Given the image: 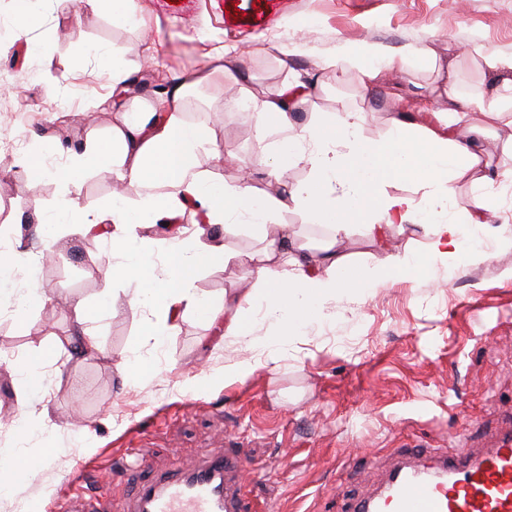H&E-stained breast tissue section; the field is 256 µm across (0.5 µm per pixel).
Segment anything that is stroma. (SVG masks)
<instances>
[{"mask_svg":"<svg viewBox=\"0 0 512 512\" xmlns=\"http://www.w3.org/2000/svg\"><path fill=\"white\" fill-rule=\"evenodd\" d=\"M145 26L112 18L96 0H75L72 11L38 0V20L18 38L12 0H0V137L18 111L28 113L27 153H53L71 161L106 138L116 121L103 53L119 57L129 79L143 82L136 102L155 100L156 78L177 83L208 65L218 47L235 48L225 74L214 75L199 95L178 100L186 120L205 130L224 153L249 161L247 169L216 164L201 153L208 178L244 182L259 197L281 201L278 221L308 248L329 237L288 200L290 185L306 181L301 163L280 180L253 165L271 153L257 140L241 101L306 81L308 94L289 116L317 121L344 108L362 109L365 139L378 141L394 119L407 115L413 133L453 127L437 100L441 73L402 68L404 57L427 51L439 64L455 62L460 90H484L481 56L512 57V0H135ZM290 32L289 41L278 38ZM87 47L76 56L71 35ZM364 42L381 50L382 73L371 87L337 79L325 58ZM73 98L51 111L46 86ZM472 139L487 174L500 181L512 167V134L490 131L481 113H469ZM26 155L0 153V239L12 246L29 284L50 297L25 317H0V461L20 455L42 467L22 490L0 495V512H26L29 499H52L69 475L93 461L106 466L133 449L138 468L115 472L97 512H127L136 478L170 463L195 469L209 448L240 449L246 499L278 512H350L353 500L381 486L392 463L408 448L465 443L477 451L493 445L512 422V199L490 198V225L467 224L464 241H477L483 257L460 263L431 257L429 237L413 223L394 229L387 244L354 228L336 251L347 264L369 267L388 252L427 259L423 274L388 287L342 296L328 319L309 324L282 348L278 366L258 367L245 382H225L224 367L242 357L237 344L219 341L201 318L184 315L162 344L145 338L148 311L130 304L120 283L105 279L108 238L83 224L107 216L122 188L111 176L87 171L63 184V169L29 187ZM70 199L78 215L59 211ZM65 233L53 243L47 228ZM233 259L225 269L197 274L200 296L220 305L241 286L243 259L259 255L265 241L245 220L223 232ZM53 261L38 257L50 246ZM64 293L89 304L116 303L89 324L98 350L74 354V312L57 305ZM50 352L42 386L23 390L15 361ZM146 366L124 379L122 363Z\"/></svg>","mask_w":512,"mask_h":512,"instance_id":"stroma-1","label":"stroma"}]
</instances>
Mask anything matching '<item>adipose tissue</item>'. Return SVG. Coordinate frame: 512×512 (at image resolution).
Masks as SVG:
<instances>
[{"mask_svg":"<svg viewBox=\"0 0 512 512\" xmlns=\"http://www.w3.org/2000/svg\"><path fill=\"white\" fill-rule=\"evenodd\" d=\"M379 54L373 45L348 48L325 65L366 87L380 76L373 64ZM482 61L491 93L466 96L456 80H449L447 112L461 122L468 113L480 112L493 127L512 130V58L486 54ZM245 109L253 116L256 138L277 141L276 153L260 155L258 165L274 177L283 172L287 161L308 166L309 179L294 185L289 198L327 224L331 239L310 260L302 245L287 235L268 237L262 256L245 264L250 288L225 300L222 310H215L194 288L199 269L221 268L228 261L224 240L213 233V225L244 217L263 231L274 223L279 204L259 199L240 185L213 184L198 162L208 140L202 128L176 110L165 112L159 122L154 119L156 106L129 110L121 124L113 127L108 142L85 149L65 172L66 180L74 183L93 169L127 182L140 193L137 208L122 202L112 207V256L106 274L129 286L134 304L149 308L152 319L146 334L150 339L158 341L175 331L178 319L191 311L203 313L220 336L250 346L256 340L255 320L246 310L259 305L274 327L273 336L264 342V362L278 364L282 345L311 322L326 319L328 305L336 297L384 286L407 271L422 269V258L412 254H389L364 270L346 265L336 254V241L348 235L352 220L365 219L366 236L378 239L385 227L403 225L414 216V199L389 193L390 183L416 182L430 189L433 209L439 213L447 211L452 193L451 187L435 186L444 172L471 173L485 195L493 193L480 173L470 141H453L429 129L411 136L405 122L399 121L394 134L371 142L359 134L365 120L360 109L333 112L298 128L290 123L278 91L252 98ZM191 200L198 203L203 223L189 231L175 227V219ZM147 220L165 223V237L136 240L135 227ZM428 233L429 255L481 254L476 246H464L458 223L432 224Z\"/></svg>","mask_w":512,"mask_h":512,"instance_id":"adipose-tissue-1","label":"adipose tissue"}]
</instances>
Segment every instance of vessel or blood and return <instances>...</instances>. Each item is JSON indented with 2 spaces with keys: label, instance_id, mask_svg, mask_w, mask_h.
Wrapping results in <instances>:
<instances>
[{
  "label": "vessel or blood",
  "instance_id": "b4317fda",
  "mask_svg": "<svg viewBox=\"0 0 512 512\" xmlns=\"http://www.w3.org/2000/svg\"><path fill=\"white\" fill-rule=\"evenodd\" d=\"M243 459L211 451L191 471L171 465L138 481L131 490L133 512H248L237 478ZM30 512H85L71 497L32 501ZM352 512H512V430L480 452L442 451L428 473L404 464L374 496Z\"/></svg>",
  "mask_w": 512,
  "mask_h": 512
}]
</instances>
